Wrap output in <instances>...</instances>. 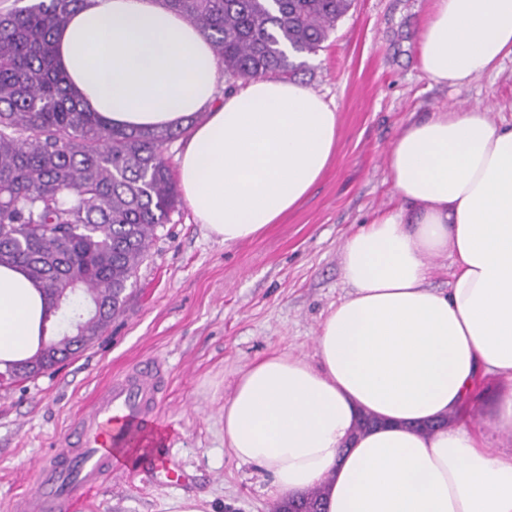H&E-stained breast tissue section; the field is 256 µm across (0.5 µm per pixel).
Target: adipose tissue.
<instances>
[{"mask_svg":"<svg viewBox=\"0 0 512 512\" xmlns=\"http://www.w3.org/2000/svg\"><path fill=\"white\" fill-rule=\"evenodd\" d=\"M417 36L432 84L470 85L512 56V0H433ZM66 81L108 126L188 128L183 196L224 245L292 211L336 151L338 114L287 80L218 97L209 40L158 0H85L56 35ZM396 206L340 248L348 296L316 338V362L273 354L224 401V439L274 489L326 488V512H512V125L486 109L409 122L387 154ZM452 259L448 291L430 261ZM47 303L0 266V371L39 349ZM499 383L489 426L455 415L479 373ZM377 424L357 432L361 415Z\"/></svg>","mask_w":512,"mask_h":512,"instance_id":"obj_1","label":"adipose tissue"}]
</instances>
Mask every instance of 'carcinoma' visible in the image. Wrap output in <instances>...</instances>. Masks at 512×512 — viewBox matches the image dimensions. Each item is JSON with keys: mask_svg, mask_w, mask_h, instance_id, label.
<instances>
[{"mask_svg": "<svg viewBox=\"0 0 512 512\" xmlns=\"http://www.w3.org/2000/svg\"><path fill=\"white\" fill-rule=\"evenodd\" d=\"M211 42L224 73L252 80L306 64L352 0H158ZM84 0L0 12V265L49 299L53 334L13 372H48L92 341L126 302L156 227L180 204L163 156L180 130L104 127L55 65L53 35ZM325 489L301 494L320 512Z\"/></svg>", "mask_w": 512, "mask_h": 512, "instance_id": "carcinoma-1", "label": "carcinoma"}]
</instances>
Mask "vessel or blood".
Segmentation results:
<instances>
[{
  "label": "vessel or blood",
  "mask_w": 512,
  "mask_h": 512,
  "mask_svg": "<svg viewBox=\"0 0 512 512\" xmlns=\"http://www.w3.org/2000/svg\"><path fill=\"white\" fill-rule=\"evenodd\" d=\"M165 374L163 363L150 359L113 379L74 421L63 445L35 464L37 491L20 502L17 512H70L76 489L96 486L116 473V448L149 449L151 484H188L190 473L176 466L170 453L150 449Z\"/></svg>",
  "instance_id": "1"
}]
</instances>
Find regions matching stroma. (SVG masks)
<instances>
[{
  "label": "stroma",
  "instance_id": "1",
  "mask_svg": "<svg viewBox=\"0 0 512 512\" xmlns=\"http://www.w3.org/2000/svg\"><path fill=\"white\" fill-rule=\"evenodd\" d=\"M431 0H353L296 76L336 110L332 161L305 200L259 237L231 247L188 204L158 226L120 314L55 371L0 384V512L34 493L36 459L127 366L156 357L168 380L159 428L185 486L108 478L76 494V512H171L181 495L212 512H270L266 472L238 461L224 440V400L256 361L291 353L315 361L319 325L349 292L340 247L380 208L395 205L387 152L410 121L441 108L481 106L512 118V59L455 91L420 71L416 36Z\"/></svg>",
  "mask_w": 512,
  "mask_h": 512
}]
</instances>
